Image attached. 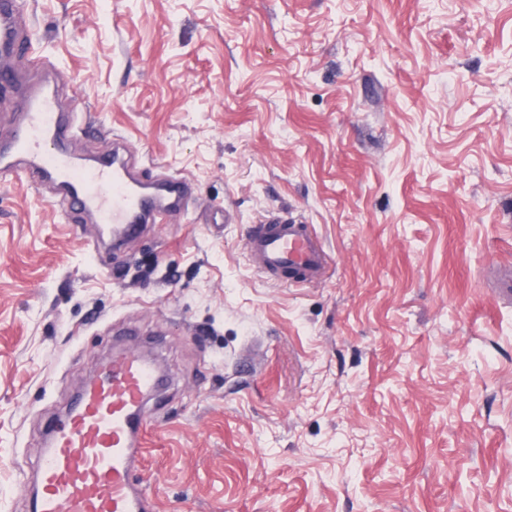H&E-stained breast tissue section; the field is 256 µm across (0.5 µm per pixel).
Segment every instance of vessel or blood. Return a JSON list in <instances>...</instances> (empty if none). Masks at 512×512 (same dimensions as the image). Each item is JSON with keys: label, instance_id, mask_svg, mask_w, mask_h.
<instances>
[{"label": "vessel or blood", "instance_id": "obj_1", "mask_svg": "<svg viewBox=\"0 0 512 512\" xmlns=\"http://www.w3.org/2000/svg\"><path fill=\"white\" fill-rule=\"evenodd\" d=\"M22 11L23 0H0V87L9 91L15 122L14 138L0 147V156L68 185L64 218L73 222L89 214L106 225L113 245L144 225L163 223L185 193L182 181L146 190L132 165L116 155L94 166L72 164L64 144L77 132L76 114L63 112L45 89L18 90L7 62L31 48ZM246 245L258 269L287 275L296 285L320 281L328 266L318 237L285 213L248 225ZM159 384L155 364L140 354L123 352L101 362L45 441L31 512H156L155 496L134 473L144 453L145 408Z\"/></svg>", "mask_w": 512, "mask_h": 512}]
</instances>
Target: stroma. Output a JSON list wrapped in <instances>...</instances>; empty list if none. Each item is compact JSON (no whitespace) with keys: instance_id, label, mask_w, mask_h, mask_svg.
I'll return each mask as SVG.
<instances>
[{"instance_id":"stroma-1","label":"stroma","mask_w":512,"mask_h":512,"mask_svg":"<svg viewBox=\"0 0 512 512\" xmlns=\"http://www.w3.org/2000/svg\"><path fill=\"white\" fill-rule=\"evenodd\" d=\"M33 51L193 194L124 249L0 170V512L100 361L149 351L158 512H512V0H25ZM308 224L318 284L246 225ZM23 469L25 478L15 476ZM246 245L258 269L288 275L292 284H314L328 266V254L318 237L287 213L272 214L259 224L248 225Z\"/></svg>"}]
</instances>
